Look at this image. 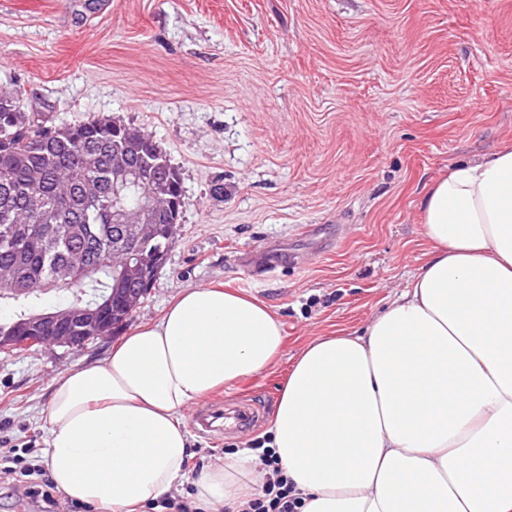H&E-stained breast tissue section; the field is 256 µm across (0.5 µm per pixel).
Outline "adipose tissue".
Instances as JSON below:
<instances>
[{
	"instance_id": "1",
	"label": "adipose tissue",
	"mask_w": 512,
	"mask_h": 512,
	"mask_svg": "<svg viewBox=\"0 0 512 512\" xmlns=\"http://www.w3.org/2000/svg\"><path fill=\"white\" fill-rule=\"evenodd\" d=\"M433 251L362 331L293 361L268 446L300 512H512V146L455 165L421 205ZM283 345L265 303L223 286L183 291L98 365L53 384L54 485L93 512H136L188 465L184 413L265 370ZM243 449L195 483L200 505L256 492Z\"/></svg>"
}]
</instances>
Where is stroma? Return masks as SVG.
<instances>
[{
    "label": "stroma",
    "instance_id": "35a3bbf8",
    "mask_svg": "<svg viewBox=\"0 0 512 512\" xmlns=\"http://www.w3.org/2000/svg\"><path fill=\"white\" fill-rule=\"evenodd\" d=\"M0 0V89L51 124L142 129L180 174L168 259L130 323L83 349L0 351V444L49 469L55 379L102 363L185 289L253 296L276 363L231 401L277 404L321 336L364 327L432 251L420 203L461 161L512 145V0ZM271 426L194 434L171 495Z\"/></svg>",
    "mask_w": 512,
    "mask_h": 512
}]
</instances>
